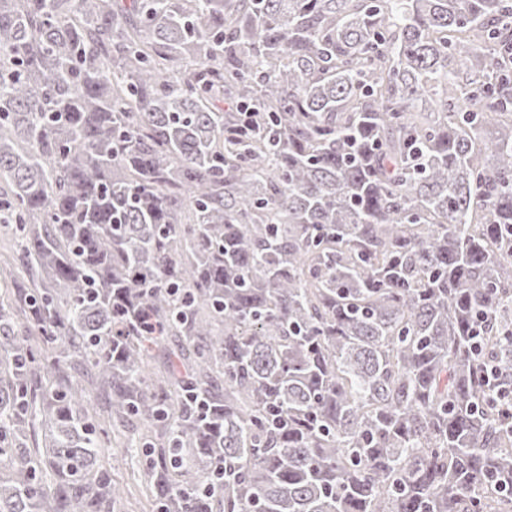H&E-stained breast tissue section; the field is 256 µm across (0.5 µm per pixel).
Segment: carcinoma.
<instances>
[{"mask_svg":"<svg viewBox=\"0 0 512 512\" xmlns=\"http://www.w3.org/2000/svg\"><path fill=\"white\" fill-rule=\"evenodd\" d=\"M511 19L0 0V512H512ZM122 448H112V459L106 457L104 463L112 470V477L119 482L125 490V496L132 503L133 510L137 512H156L151 505H147L143 492H145L146 478L141 463L130 460L125 461L121 456ZM141 498L145 508L135 504Z\"/></svg>","mask_w":512,"mask_h":512,"instance_id":"obj_1","label":"carcinoma"}]
</instances>
